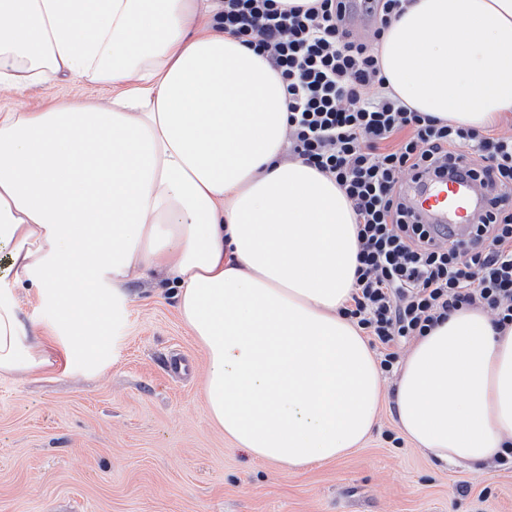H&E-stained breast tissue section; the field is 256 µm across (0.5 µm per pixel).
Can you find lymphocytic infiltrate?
<instances>
[{"instance_id":"1","label":"lymphocytic infiltrate","mask_w":512,"mask_h":512,"mask_svg":"<svg viewBox=\"0 0 512 512\" xmlns=\"http://www.w3.org/2000/svg\"><path fill=\"white\" fill-rule=\"evenodd\" d=\"M405 2L367 0L364 37L343 24L346 0H224L220 18L279 73L290 158L333 178L351 204L359 265L341 313L370 336L385 375L403 344L458 310L482 307L496 330L512 325V204L497 199L454 244L437 242L404 202L401 174L458 159L489 186L512 188V137L444 123L389 92L380 40Z\"/></svg>"}]
</instances>
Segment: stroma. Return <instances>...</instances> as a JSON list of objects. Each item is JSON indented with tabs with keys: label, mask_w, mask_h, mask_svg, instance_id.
Instances as JSON below:
<instances>
[{
	"label": "stroma",
	"mask_w": 512,
	"mask_h": 512,
	"mask_svg": "<svg viewBox=\"0 0 512 512\" xmlns=\"http://www.w3.org/2000/svg\"><path fill=\"white\" fill-rule=\"evenodd\" d=\"M111 87L50 82L0 92L1 109L107 102ZM170 280L128 282L110 316L114 353L99 374L64 361L0 376V512H512V471L444 470L393 447L391 396L363 446L284 470L225 439L204 404L205 354ZM185 357L190 375L171 371Z\"/></svg>",
	"instance_id": "obj_1"
}]
</instances>
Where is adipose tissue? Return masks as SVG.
I'll list each match as a JSON object with an SVG mask.
<instances>
[{"label":"adipose tissue","mask_w":512,"mask_h":512,"mask_svg":"<svg viewBox=\"0 0 512 512\" xmlns=\"http://www.w3.org/2000/svg\"><path fill=\"white\" fill-rule=\"evenodd\" d=\"M224 0H0V90L68 78L107 104L0 111V375L104 370L130 280L174 281L225 437L286 469L357 448L383 396L345 319L359 243L344 192L285 156L287 101L266 59L218 26ZM386 83L412 109L481 129L512 111V0H408L384 32ZM34 286L51 337L20 319ZM397 426L443 467L512 442V327L451 314L402 356Z\"/></svg>","instance_id":"obj_1"}]
</instances>
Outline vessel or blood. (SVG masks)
<instances>
[{"instance_id":"b4317fda","label":"vessel or blood","mask_w":512,"mask_h":512,"mask_svg":"<svg viewBox=\"0 0 512 512\" xmlns=\"http://www.w3.org/2000/svg\"><path fill=\"white\" fill-rule=\"evenodd\" d=\"M410 210L423 223L448 230L451 239H466L490 198L480 179L471 176H412L404 187Z\"/></svg>"}]
</instances>
